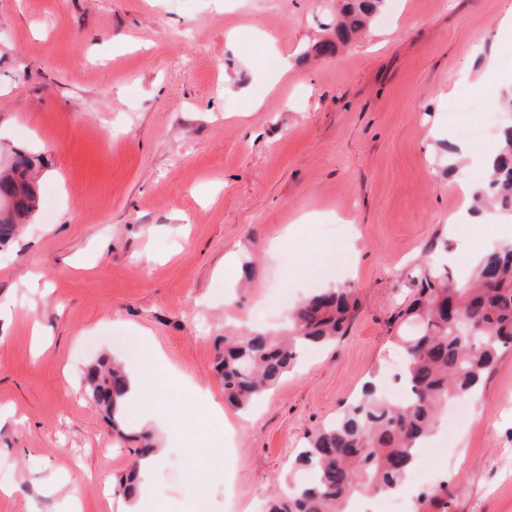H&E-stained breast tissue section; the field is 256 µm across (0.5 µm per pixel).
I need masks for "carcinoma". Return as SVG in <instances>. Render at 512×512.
<instances>
[{"label":"carcinoma","mask_w":512,"mask_h":512,"mask_svg":"<svg viewBox=\"0 0 512 512\" xmlns=\"http://www.w3.org/2000/svg\"><path fill=\"white\" fill-rule=\"evenodd\" d=\"M385 0H345L336 22L340 42L361 32ZM11 173L0 177V192L15 197L0 210V245L20 234L39 209L33 183L35 160L15 153ZM512 212V125L501 142L474 207ZM414 300L405 310L395 340L405 356L407 398L394 402L363 385L357 399L334 422L314 431L299 462L309 470L307 483L274 497L266 512H348L356 497H371L402 486L412 470L423 438L430 435L448 402L475 394L500 354L512 348V244L484 253L463 288L435 264L423 266L411 280ZM348 285L329 288L289 312L284 334L249 331L224 337L215 370L227 402L239 411L249 406L295 367L306 346L331 344L344 335L355 307ZM86 394L101 409L112 430L125 436L123 411L130 379L106 358L83 374ZM135 460L120 476L118 493H136V472L155 451L150 433L135 437Z\"/></svg>","instance_id":"cac0c4a2"}]
</instances>
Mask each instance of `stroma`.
Here are the masks:
<instances>
[{
  "label": "stroma",
  "instance_id": "obj_1",
  "mask_svg": "<svg viewBox=\"0 0 512 512\" xmlns=\"http://www.w3.org/2000/svg\"><path fill=\"white\" fill-rule=\"evenodd\" d=\"M340 6L0 0V161H41V207L0 248V512H124L113 487L131 444L80 382L104 355L145 385L127 428L160 407L175 429L153 477L159 512H197L196 483L210 512H263L308 435L399 371L390 322L429 244L448 243L459 281L502 243L489 218L448 222L464 204L448 189L460 174L447 150L464 142L448 103L475 97L470 120L488 132L467 144L465 172L483 175L506 86L463 74L492 56L512 73V0H389L364 33L309 58ZM338 284L357 300L346 335L302 353L249 412L225 406L235 427L216 431V337L280 327L281 295ZM468 408L415 459L439 486L423 506L512 512V349Z\"/></svg>",
  "mask_w": 512,
  "mask_h": 512
}]
</instances>
